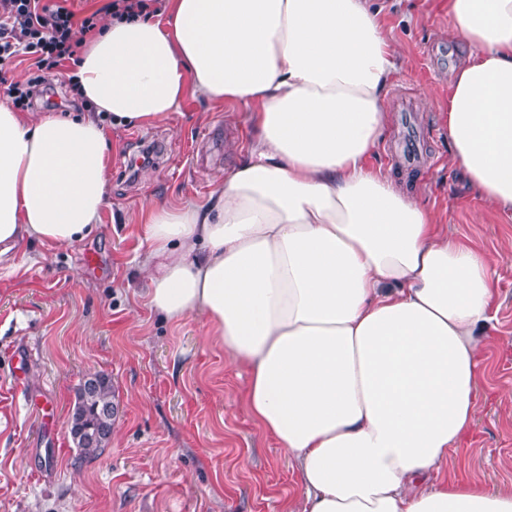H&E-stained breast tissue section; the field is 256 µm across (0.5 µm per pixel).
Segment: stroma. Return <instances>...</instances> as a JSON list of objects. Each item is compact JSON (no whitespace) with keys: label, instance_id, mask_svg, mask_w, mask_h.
Masks as SVG:
<instances>
[{"label":"stroma","instance_id":"35a3bbf8","mask_svg":"<svg viewBox=\"0 0 512 512\" xmlns=\"http://www.w3.org/2000/svg\"><path fill=\"white\" fill-rule=\"evenodd\" d=\"M406 64L389 88L388 125L368 164L415 195L449 233L495 264L497 311L476 422L449 469L512 489V213L485 207L448 163V90L467 45L448 38V0H383ZM109 197L101 229L60 247L21 243L0 269V512H281L298 476L245 408L244 367L207 334L150 310L135 259L148 247L143 204L218 192L245 156V107L186 96L165 119L106 127ZM158 150L133 177L131 145ZM98 260L83 267L82 254ZM112 382L118 412L105 448L80 456L70 432L82 381ZM22 385H15V375Z\"/></svg>","mask_w":512,"mask_h":512}]
</instances>
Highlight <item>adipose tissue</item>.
Here are the masks:
<instances>
[{
  "label": "adipose tissue",
  "mask_w": 512,
  "mask_h": 512,
  "mask_svg": "<svg viewBox=\"0 0 512 512\" xmlns=\"http://www.w3.org/2000/svg\"><path fill=\"white\" fill-rule=\"evenodd\" d=\"M379 0H172L80 51L94 113L32 120L0 103V261L22 240L100 228V114L138 126L186 95L245 105L256 134L203 204L148 211L149 303L198 312L245 367L242 401L288 454L282 512H512V490L441 478L468 437L494 264L368 165L401 57ZM470 46L448 92L450 161L512 212V0H448Z\"/></svg>",
  "instance_id": "ef3b65f1"
}]
</instances>
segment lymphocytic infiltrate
<instances>
[{
	"instance_id": "1",
	"label": "lymphocytic infiltrate",
	"mask_w": 512,
	"mask_h": 512,
	"mask_svg": "<svg viewBox=\"0 0 512 512\" xmlns=\"http://www.w3.org/2000/svg\"><path fill=\"white\" fill-rule=\"evenodd\" d=\"M97 27L95 15L82 18L66 5V0H0V84L17 109L41 106L56 109L58 85L77 94L74 79L58 82L62 63L77 58L74 30L88 35ZM30 60L28 77L22 82H7L4 69L17 59Z\"/></svg>"
}]
</instances>
